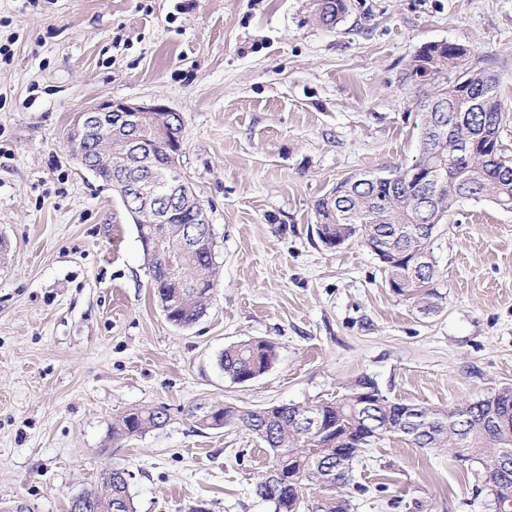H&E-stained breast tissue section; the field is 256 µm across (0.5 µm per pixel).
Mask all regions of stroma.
I'll use <instances>...</instances> for the list:
<instances>
[{"label":"stroma","instance_id":"1","mask_svg":"<svg viewBox=\"0 0 512 512\" xmlns=\"http://www.w3.org/2000/svg\"><path fill=\"white\" fill-rule=\"evenodd\" d=\"M0 0V504L68 512L102 474L130 475L137 512H271L269 451L187 410L315 405L369 376L390 399L448 409L512 386V211L460 200L431 241L439 312L394 294L363 243L315 232V201L419 153L426 46H466L492 73L512 157V0ZM183 116L179 168L207 210L219 285L206 315L170 323L118 193L67 129L106 101ZM249 339L277 361L236 383L218 366ZM151 404L165 426L120 441ZM352 512H495L480 463L385 439L355 460ZM345 1L347 0H322L317 3V16L325 25H337L344 16L346 10ZM334 28V27H333ZM169 418L165 405H148L130 409L112 423V439L121 440L142 435L146 431L163 426Z\"/></svg>","mask_w":512,"mask_h":512}]
</instances>
